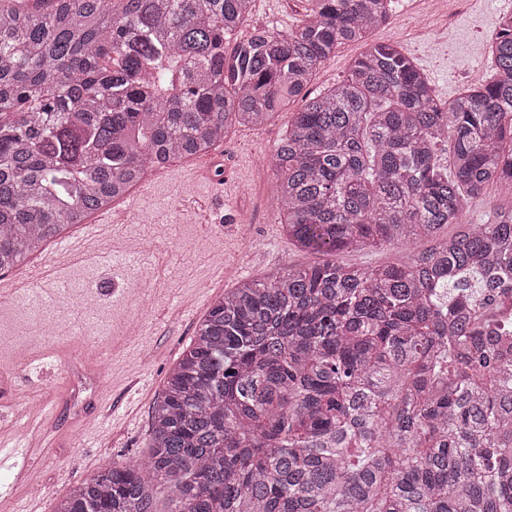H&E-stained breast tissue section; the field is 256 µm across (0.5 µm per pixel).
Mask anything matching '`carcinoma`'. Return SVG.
Returning <instances> with one entry per match:
<instances>
[{
	"label": "carcinoma",
	"instance_id": "obj_1",
	"mask_svg": "<svg viewBox=\"0 0 512 512\" xmlns=\"http://www.w3.org/2000/svg\"><path fill=\"white\" fill-rule=\"evenodd\" d=\"M0 0V272L129 197L157 164L302 108L272 156L281 226L318 256L219 297L170 369L148 461L112 464L54 512H512V15L493 73L445 101L397 43L310 96L392 0H306L284 34L230 39L252 0ZM448 224L460 230L441 235ZM409 240L398 264L338 261ZM364 49L365 45L361 42L346 43L339 47L336 55L326 60L317 70L310 85L312 95L332 87L340 80ZM510 201L511 196L508 192L491 186L483 196L469 202L463 220L466 224H490L494 219L495 208L508 207Z\"/></svg>",
	"mask_w": 512,
	"mask_h": 512
}]
</instances>
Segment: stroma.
<instances>
[{"label": "stroma", "mask_w": 512, "mask_h": 512, "mask_svg": "<svg viewBox=\"0 0 512 512\" xmlns=\"http://www.w3.org/2000/svg\"><path fill=\"white\" fill-rule=\"evenodd\" d=\"M305 7L304 0H253L248 24L236 38L247 39L256 27L290 30L303 19ZM511 7L512 0H467L449 13L445 37L436 43L425 33L431 0H413L397 9L393 28L373 31L370 40L399 41L429 74L437 94L449 99L488 77L487 41L499 13ZM364 49L361 42L339 47L317 70L311 91L332 87ZM300 107L292 102L265 125L229 132L221 150L223 190L192 181L194 160L174 162L165 176L147 177L128 199L116 256L51 271L59 289L46 303L66 329L55 339L51 357L42 358L44 346L33 339L28 302L0 305V337L21 339L14 348L0 349V369L8 371L0 381V436L17 437L24 449L0 459V512H25L28 506V491L16 479L18 465L43 487L41 512H53L74 485L106 466L146 458L153 404L207 311L206 304L195 302L199 285H206L212 301L238 280L313 262V255L288 239L272 199L255 207L246 201L254 184L271 181L272 154ZM193 198L211 199L223 223L204 226L192 211L179 208V200ZM161 223L173 231L163 247L153 237L154 225ZM220 262L233 267V275L219 277ZM137 275L160 278L151 299L131 291ZM90 284L106 291L99 313L109 332L104 341L73 331L83 316L81 291ZM179 304L195 306V316L180 317ZM27 402L51 411L32 434L16 425L15 410Z\"/></svg>", "instance_id": "1"}]
</instances>
